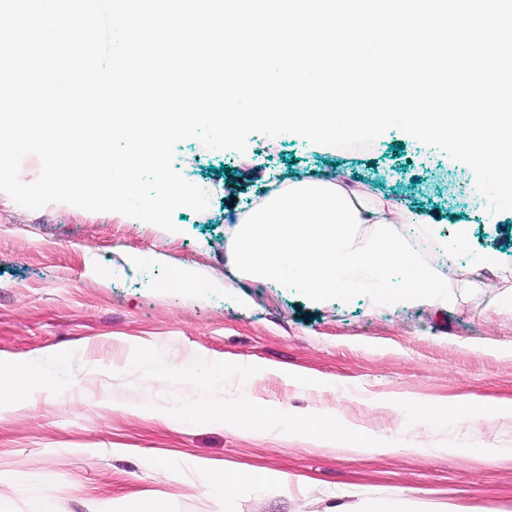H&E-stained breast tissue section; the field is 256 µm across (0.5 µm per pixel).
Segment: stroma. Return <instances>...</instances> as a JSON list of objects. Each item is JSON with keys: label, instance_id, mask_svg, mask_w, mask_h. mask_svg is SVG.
Segmentation results:
<instances>
[{"label": "stroma", "instance_id": "obj_1", "mask_svg": "<svg viewBox=\"0 0 512 512\" xmlns=\"http://www.w3.org/2000/svg\"><path fill=\"white\" fill-rule=\"evenodd\" d=\"M373 146L352 159L295 134H252L242 154L181 141L175 169L212 198L177 209L173 233L0 193V357L32 361L40 379L24 409L0 414V512H120L136 497L157 512H512V306L503 282L470 265L484 250L512 264V210L490 212L461 162L448 189L428 158L449 156L400 129ZM302 178L343 179L426 214L422 266L475 287L449 303H377L245 276L225 247L237 214ZM461 229L466 250L438 249ZM145 343L167 376L137 362ZM217 361L224 376L207 384ZM419 397L487 408L466 426L425 421L410 408ZM239 400L274 414L254 431L185 417ZM324 410L366 429L374 449L296 431L295 419ZM227 470L264 481L220 497L206 483Z\"/></svg>", "mask_w": 512, "mask_h": 512}]
</instances>
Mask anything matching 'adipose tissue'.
I'll use <instances>...</instances> for the list:
<instances>
[{
	"label": "adipose tissue",
	"instance_id": "obj_1",
	"mask_svg": "<svg viewBox=\"0 0 512 512\" xmlns=\"http://www.w3.org/2000/svg\"><path fill=\"white\" fill-rule=\"evenodd\" d=\"M373 228L370 237L355 233ZM398 224L430 227L421 214L341 181L299 180L271 192L240 219L228 246L245 272L317 297L362 291L376 297H442L446 278L423 270L396 243ZM35 368L27 360L0 362V413L33 398Z\"/></svg>",
	"mask_w": 512,
	"mask_h": 512
}]
</instances>
